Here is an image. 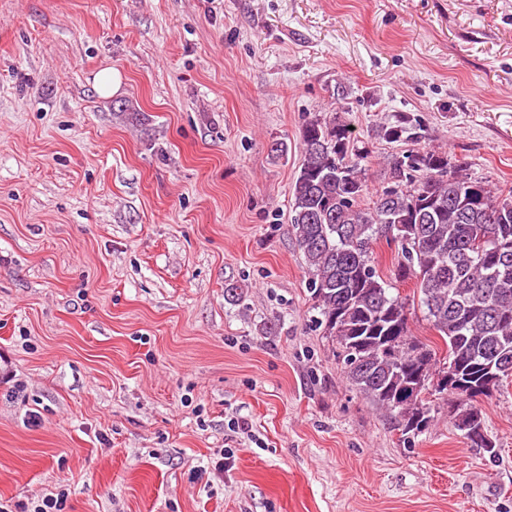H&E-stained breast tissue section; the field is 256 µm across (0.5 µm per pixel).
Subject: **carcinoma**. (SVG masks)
<instances>
[{
  "instance_id": "1",
  "label": "carcinoma",
  "mask_w": 512,
  "mask_h": 512,
  "mask_svg": "<svg viewBox=\"0 0 512 512\" xmlns=\"http://www.w3.org/2000/svg\"><path fill=\"white\" fill-rule=\"evenodd\" d=\"M349 126L339 116L304 122L291 185L316 322L337 341L348 382L402 434L434 421L429 397L451 396L453 422L493 454L479 398L512 378V187L472 178L452 153L420 145V124L398 113L377 136L409 148L391 156L387 185L372 194L369 152ZM380 241L397 251L392 282L375 265ZM409 280L446 346L442 359L412 334L408 298L392 292Z\"/></svg>"
}]
</instances>
